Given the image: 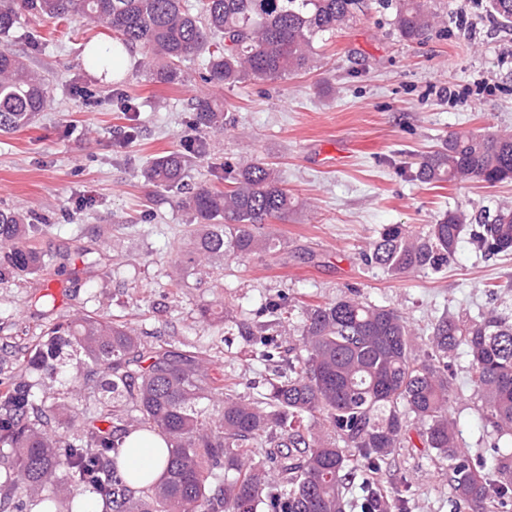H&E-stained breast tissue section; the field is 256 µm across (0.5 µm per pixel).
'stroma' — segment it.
<instances>
[{
    "label": "stroma",
    "mask_w": 512,
    "mask_h": 512,
    "mask_svg": "<svg viewBox=\"0 0 512 512\" xmlns=\"http://www.w3.org/2000/svg\"><path fill=\"white\" fill-rule=\"evenodd\" d=\"M444 24L424 43L404 40L394 11L362 0L348 26L317 43L306 72L231 87L200 80L203 58L182 65L176 85L149 79L138 54L118 64L137 109L123 111L111 77L85 62V40L112 45L105 27L27 16L10 48L49 73L54 103L36 122L0 134V208L46 218V233L29 245L50 264L0 281V347L10 357L0 374L20 375V362L50 324L96 314L134 329L148 346L200 349L210 374L233 378L237 392L257 395L264 361L242 338L225 341L228 323H256L266 303L287 296L285 344L301 330L307 304L355 290L360 299L399 309L419 336L447 314L496 309L512 318V254H485L471 237L460 242L442 271L395 277L366 264L381 229L420 230L449 210L471 223L512 203V182L494 187L475 180L437 185L411 176L415 155L437 148L455 131L512 130V26L492 13L489 0H436ZM40 35L31 45L27 33ZM211 96L222 125L192 128L190 104ZM204 151L192 154L193 140ZM177 150L190 155L188 180L224 187L225 169L272 164L283 186L304 206L273 230L283 258L252 257L203 275L182 276L171 262L188 240L191 215L177 190L148 182L144 168ZM52 293L53 306L42 296ZM85 367L67 351L55 390L77 411H94L75 378ZM458 396L451 414L471 454L490 456L480 404L467 385L466 357L455 362ZM408 483L413 512H450L448 463L424 448L399 449L382 483Z\"/></svg>",
    "instance_id": "obj_1"
}]
</instances>
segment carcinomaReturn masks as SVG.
Listing matches in <instances>:
<instances>
[{
	"label": "carcinoma",
	"instance_id": "cac0c4a2",
	"mask_svg": "<svg viewBox=\"0 0 512 512\" xmlns=\"http://www.w3.org/2000/svg\"><path fill=\"white\" fill-rule=\"evenodd\" d=\"M360 0H0V38L21 16L73 19L112 31L101 53L84 43L86 57L107 75L125 52L140 48L139 66L164 84L181 81L179 64L206 53L203 80L234 86L248 79H278L307 70L317 40L346 26ZM494 15L512 23V0H490ZM394 27L419 42L440 15L432 0H394ZM50 84L23 56L0 47V133L30 125L52 104ZM193 124L219 122L218 104L192 103ZM188 158H156L145 178L185 194L194 249L178 251L175 265L188 273L214 257L235 262L282 249L271 230L295 207L273 169L243 166L227 189L184 183ZM414 178L427 184L478 179L494 186L512 180V132L459 131L417 162ZM19 212L0 209V280L40 271L42 256L24 242L44 231ZM489 255L512 252V205L473 229L467 215L450 211L426 231L385 225L365 261L402 276L440 269L465 234ZM237 333L272 368L265 392L252 401L224 394L218 414L197 409L217 391L210 357L141 342L124 324L85 315L55 323L29 352L27 369L39 373L41 395L20 378L0 392V447L8 448L5 496L46 484L69 487L66 508L55 497L33 504L73 512L75 499L92 492L104 512H412L409 489L390 495L383 476L399 448L421 447L448 460L451 503L469 512H512V321L495 311L463 319L441 317L420 341L398 309L369 305L353 291L307 306L294 357L280 365L278 333L244 323ZM87 358L79 378L104 413L73 426L65 438L50 429L70 405L54 397L61 350ZM469 360V386L486 410L494 442L490 471L464 450L449 404L458 388L454 362ZM161 435L169 454L160 480L136 488L117 467L124 438ZM418 441H413V438ZM262 448L256 458L255 446ZM224 472L216 485L209 478Z\"/></svg>",
	"mask_w": 512,
	"mask_h": 512
}]
</instances>
